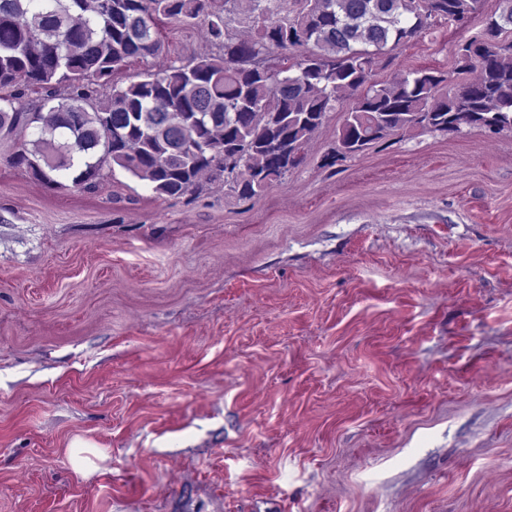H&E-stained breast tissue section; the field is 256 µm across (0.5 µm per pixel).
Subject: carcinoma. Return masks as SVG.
<instances>
[{
  "mask_svg": "<svg viewBox=\"0 0 512 512\" xmlns=\"http://www.w3.org/2000/svg\"><path fill=\"white\" fill-rule=\"evenodd\" d=\"M0 0V136L8 162L44 185L96 189L118 167L158 197H196L216 183L239 202L268 192L305 161L312 136L341 107L321 167L393 137L512 133V0H499L483 35L458 48L455 71L480 78L447 90L434 68L376 79L388 46L463 24L484 0ZM203 25L219 49L171 61L126 85L113 74L167 54L164 19ZM239 19L248 40L228 33ZM44 94L26 108L28 91Z\"/></svg>",
  "mask_w": 512,
  "mask_h": 512,
  "instance_id": "cac0c4a2",
  "label": "carcinoma"
}]
</instances>
